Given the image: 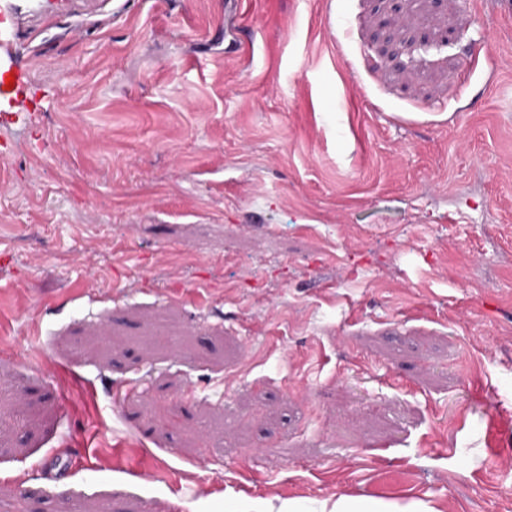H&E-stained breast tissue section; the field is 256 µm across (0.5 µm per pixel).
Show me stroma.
<instances>
[{
	"mask_svg": "<svg viewBox=\"0 0 512 512\" xmlns=\"http://www.w3.org/2000/svg\"><path fill=\"white\" fill-rule=\"evenodd\" d=\"M390 22L448 46L384 63ZM0 512H512L497 0H0Z\"/></svg>",
	"mask_w": 512,
	"mask_h": 512,
	"instance_id": "1",
	"label": "stroma"
}]
</instances>
